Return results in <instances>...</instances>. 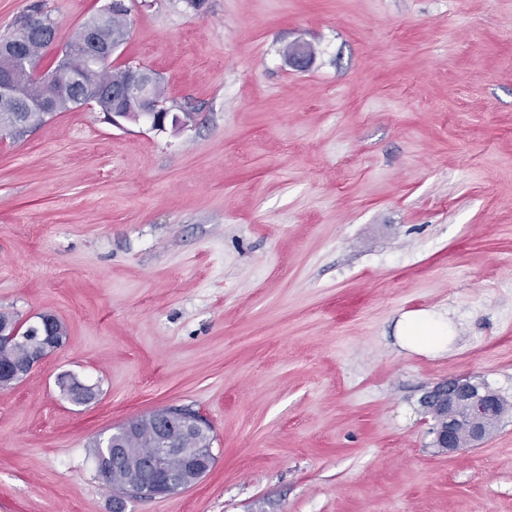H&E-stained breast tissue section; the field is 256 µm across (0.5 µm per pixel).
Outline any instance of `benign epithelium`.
Instances as JSON below:
<instances>
[{
    "label": "benign epithelium",
    "instance_id": "obj_1",
    "mask_svg": "<svg viewBox=\"0 0 512 512\" xmlns=\"http://www.w3.org/2000/svg\"><path fill=\"white\" fill-rule=\"evenodd\" d=\"M27 25L47 48H54L55 32L42 15H32ZM82 45L85 48L81 56L82 64L73 71L71 85L99 102L102 100L100 91L95 83L87 80V75L97 71L100 59L115 53L118 45L102 39L95 28L85 29ZM20 56L16 48L0 47L1 96L14 94L11 70ZM311 58L312 52L306 44L297 43L288 50V62L296 68H306ZM151 81L152 77L141 69L131 70L127 84L119 90H112V111L106 113L108 120L118 125L122 120L138 121L144 115L152 129L165 130L164 114L150 92ZM39 319L46 331L40 349L20 368L0 367L1 381L13 383L21 380L48 352L62 345V337L51 334L57 318L51 313H42ZM95 396V386L73 380L74 401L92 402ZM419 405L424 414L433 419V445L448 453H463L482 443L491 436L502 415L508 411V404L498 394L484 384L463 376L450 377L425 389ZM144 422L153 428L155 446L134 457L130 449L124 446V438ZM176 430L183 434H205L208 427L193 412L172 407L157 409L127 421L120 431L112 434L109 462L99 470V479L105 483L112 471L130 467L136 473V485L131 495L141 499H152L193 487L213 465V450L180 447L173 438Z\"/></svg>",
    "mask_w": 512,
    "mask_h": 512
}]
</instances>
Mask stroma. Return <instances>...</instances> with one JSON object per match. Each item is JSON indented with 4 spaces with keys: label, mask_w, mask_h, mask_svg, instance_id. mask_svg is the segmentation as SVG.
<instances>
[{
    "label": "stroma",
    "mask_w": 512,
    "mask_h": 512,
    "mask_svg": "<svg viewBox=\"0 0 512 512\" xmlns=\"http://www.w3.org/2000/svg\"><path fill=\"white\" fill-rule=\"evenodd\" d=\"M39 1L58 47L107 2L0 0V35ZM125 4L116 64L190 118L0 137V312L67 328L0 388V512H112L93 442L162 407L215 462L126 512H512V417L443 454L419 406L451 376L512 404V0ZM416 310L447 351L398 345ZM38 317L40 319L41 326L43 327V332L45 333L46 331V336L44 334L40 349L30 358L28 363L23 367H0V376L2 383L5 381L13 383L21 380L31 372L34 365L38 363L48 352L53 351L54 349H57L62 345V336L51 335V330L53 329V326L56 323L57 318L52 313H42Z\"/></svg>",
    "instance_id": "obj_1"
}]
</instances>
